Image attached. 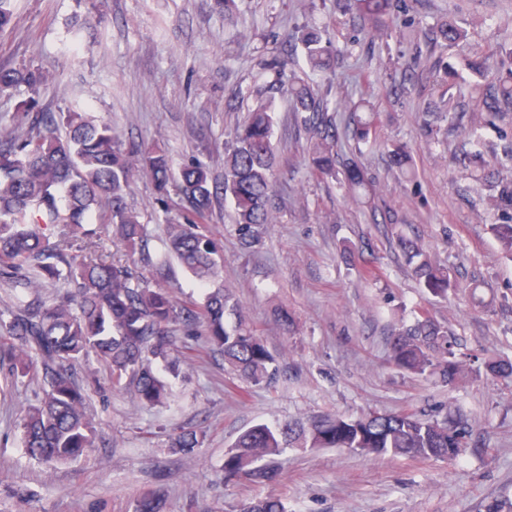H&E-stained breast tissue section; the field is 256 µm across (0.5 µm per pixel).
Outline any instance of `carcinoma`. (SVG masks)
<instances>
[{"label": "carcinoma", "mask_w": 512, "mask_h": 512, "mask_svg": "<svg viewBox=\"0 0 512 512\" xmlns=\"http://www.w3.org/2000/svg\"><path fill=\"white\" fill-rule=\"evenodd\" d=\"M361 21L371 44L388 45L394 0H344ZM306 62L313 72L330 69L336 52L326 29L301 30ZM494 82L476 111L497 116L512 110V42L499 47ZM45 76L31 68L0 66V97L24 85L36 91ZM288 93L309 133L306 161L321 177L341 178L351 189L368 187L365 170L355 161L339 163L340 141L332 112L340 107L330 88L298 76ZM354 107L353 136L367 138L372 120ZM20 117L28 132L15 134L0 117V288L13 294L8 317H0V367L25 376L39 363L42 391L20 419L25 453L44 464L75 461L93 450L96 428L85 411L88 393L77 369L94 357L107 364L112 391L134 392L149 408L171 398L170 384L156 364L177 375L184 363L176 337L203 336L207 347L224 358L234 374L254 386H269L279 371L277 355L255 333L239 300L224 286L221 245L203 228L213 207L230 200L241 248L248 252L275 223L276 157L272 143V105L248 113L224 151L222 182L209 167L192 161L174 166L169 155L137 145L127 147L107 123L78 112H44L32 99ZM147 178L163 196L173 186L186 202L179 219L166 224L163 253L146 251V226L127 203L135 177ZM496 181L494 206L512 207V178L487 172ZM112 236L120 255L99 251L100 231ZM489 230L501 252L512 258V219ZM397 246L412 274L435 299L455 288L448 268L418 240L397 236ZM176 261L202 288L201 300H180L170 289L138 270H160ZM62 281L67 289L50 300L41 288ZM456 338L448 335L425 307L414 312L390 343L389 361L414 375L436 374L446 384L463 372ZM486 372L512 379V361L489 359ZM467 424L415 413L368 412L356 418L326 414L307 421L257 424L242 432L224 451V482L276 480L278 458L290 448H344L365 457L453 461L468 447ZM201 428L181 431L172 447L192 458L203 447ZM164 494L142 492L133 512H163ZM237 512H287L281 498L244 501Z\"/></svg>", "instance_id": "obj_1"}]
</instances>
